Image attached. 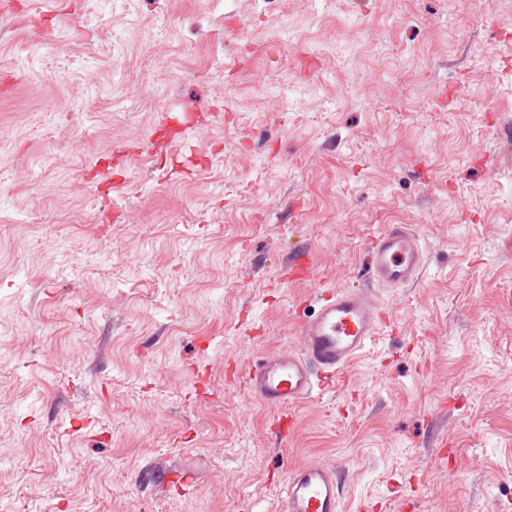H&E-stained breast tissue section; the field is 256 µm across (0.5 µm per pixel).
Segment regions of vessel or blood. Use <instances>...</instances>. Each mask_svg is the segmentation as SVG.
<instances>
[{"instance_id": "obj_1", "label": "vessel or blood", "mask_w": 512, "mask_h": 512, "mask_svg": "<svg viewBox=\"0 0 512 512\" xmlns=\"http://www.w3.org/2000/svg\"><path fill=\"white\" fill-rule=\"evenodd\" d=\"M367 253L366 284L320 293L314 313L298 323L300 349L249 366L246 384L253 398L279 411L323 394L371 344L383 321L379 291L414 282L424 249L411 225L389 224L369 240ZM340 475L335 465L289 466L282 512H342Z\"/></svg>"}]
</instances>
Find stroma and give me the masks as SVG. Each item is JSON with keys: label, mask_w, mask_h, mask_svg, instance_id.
I'll return each mask as SVG.
<instances>
[{"label": "stroma", "mask_w": 512, "mask_h": 512, "mask_svg": "<svg viewBox=\"0 0 512 512\" xmlns=\"http://www.w3.org/2000/svg\"><path fill=\"white\" fill-rule=\"evenodd\" d=\"M10 2L0 506L281 512L322 463L344 512H512V0ZM387 224L420 281L277 438L249 365Z\"/></svg>", "instance_id": "obj_1"}]
</instances>
